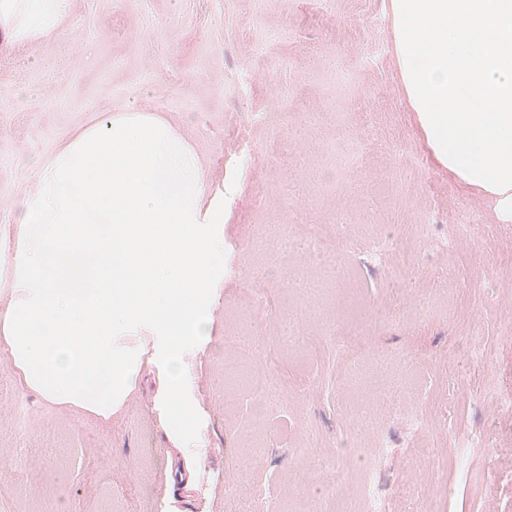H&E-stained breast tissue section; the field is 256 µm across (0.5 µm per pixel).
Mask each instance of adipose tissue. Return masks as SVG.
<instances>
[{
  "instance_id": "1",
  "label": "adipose tissue",
  "mask_w": 512,
  "mask_h": 512,
  "mask_svg": "<svg viewBox=\"0 0 512 512\" xmlns=\"http://www.w3.org/2000/svg\"><path fill=\"white\" fill-rule=\"evenodd\" d=\"M72 0H0L17 43L54 40ZM407 102L426 146L459 185L512 223V0H387ZM223 198L195 147L161 113L129 108L88 122L38 162L0 267V360L44 403L111 422L151 352L171 400L207 341L224 267ZM168 439L194 477L204 438L185 408Z\"/></svg>"
}]
</instances>
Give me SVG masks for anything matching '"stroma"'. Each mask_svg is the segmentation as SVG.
Segmentation results:
<instances>
[{"label":"stroma","mask_w":512,"mask_h":512,"mask_svg":"<svg viewBox=\"0 0 512 512\" xmlns=\"http://www.w3.org/2000/svg\"><path fill=\"white\" fill-rule=\"evenodd\" d=\"M276 11L280 35L255 63L253 41ZM164 114L199 151L224 196V278L208 341L188 343L191 380L178 400L208 440L194 488L170 483L160 374L149 368L111 423L50 407L0 362V512H238L274 496L304 512L321 491L319 460L358 438L387 439L385 512L431 497L436 512H512V224L431 158L409 109L384 0H72L55 41L0 43V230L36 178V161L94 114ZM482 224L448 255L416 241L406 266H375L374 224H427L442 234L460 209ZM292 224H335L346 273L335 301L293 292L317 277L304 260L267 254ZM262 297L246 315L244 293ZM292 319L286 340L277 324ZM366 337L371 389L416 380L438 414L417 438L436 458L409 459L399 415L358 423L337 372L347 336ZM480 342L491 365L470 360ZM290 382L253 417L239 371ZM282 441L245 454L271 427ZM481 429L487 448L467 436ZM305 445L304 454L291 449ZM497 456H489L488 448Z\"/></svg>","instance_id":"obj_1"}]
</instances>
